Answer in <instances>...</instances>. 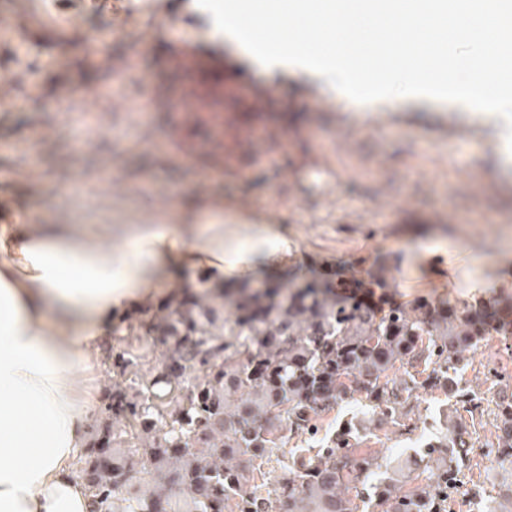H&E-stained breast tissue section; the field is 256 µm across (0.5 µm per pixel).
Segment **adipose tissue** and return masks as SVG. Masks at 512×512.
Returning <instances> with one entry per match:
<instances>
[{
    "label": "adipose tissue",
    "mask_w": 512,
    "mask_h": 512,
    "mask_svg": "<svg viewBox=\"0 0 512 512\" xmlns=\"http://www.w3.org/2000/svg\"><path fill=\"white\" fill-rule=\"evenodd\" d=\"M172 218L120 225L0 222V512H89L75 474L99 402L102 349L182 273L222 289L288 262L278 226L174 201Z\"/></svg>",
    "instance_id": "obj_1"
}]
</instances>
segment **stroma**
<instances>
[{"label": "stroma", "instance_id": "1", "mask_svg": "<svg viewBox=\"0 0 512 512\" xmlns=\"http://www.w3.org/2000/svg\"><path fill=\"white\" fill-rule=\"evenodd\" d=\"M114 32L97 0H0V193L32 222L109 230L159 219L173 199L264 214L285 228L281 279H390L396 306L480 301L465 274L496 276L512 300V264L500 263L512 230V179L496 159L501 127L487 112L389 101L367 110L340 100L316 73H268L221 40L197 0H127ZM208 94L182 107L197 71ZM70 101L67 112L50 111ZM161 356L157 335L113 337L97 386L112 383L121 350ZM512 376V349L489 337L463 379L489 368ZM441 394L418 400L416 430L369 427L364 447L409 453L444 430ZM478 446L468 485L488 488L492 412L464 417Z\"/></svg>", "mask_w": 512, "mask_h": 512}]
</instances>
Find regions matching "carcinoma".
<instances>
[{
  "label": "carcinoma",
  "instance_id": "1",
  "mask_svg": "<svg viewBox=\"0 0 512 512\" xmlns=\"http://www.w3.org/2000/svg\"><path fill=\"white\" fill-rule=\"evenodd\" d=\"M497 300L417 304L384 312L318 281L224 291V309L200 295L152 324L160 360L123 352L80 458L91 512H449L474 443L463 414L494 403L495 441L512 449V381L488 399L461 375L488 337L512 336ZM448 396L447 427L405 461L360 448L363 421L338 427L272 489L250 464L284 435H313L336 406L360 402L371 420L412 431L420 392ZM421 471L423 480L412 477ZM483 512H512V466Z\"/></svg>",
  "mask_w": 512,
  "mask_h": 512
}]
</instances>
